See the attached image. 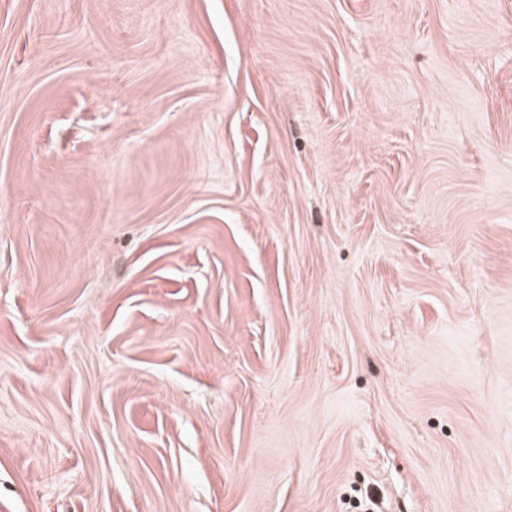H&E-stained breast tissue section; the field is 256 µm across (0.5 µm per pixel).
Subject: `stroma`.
<instances>
[{
	"label": "stroma",
	"mask_w": 512,
	"mask_h": 512,
	"mask_svg": "<svg viewBox=\"0 0 512 512\" xmlns=\"http://www.w3.org/2000/svg\"><path fill=\"white\" fill-rule=\"evenodd\" d=\"M0 512H512V0H0Z\"/></svg>",
	"instance_id": "obj_1"
}]
</instances>
